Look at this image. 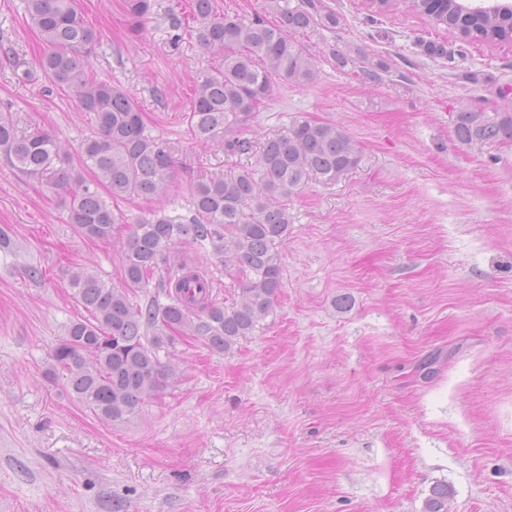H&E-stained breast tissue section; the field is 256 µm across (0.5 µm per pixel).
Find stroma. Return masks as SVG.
Returning <instances> with one entry per match:
<instances>
[{
	"label": "stroma",
	"instance_id": "35a3bbf8",
	"mask_svg": "<svg viewBox=\"0 0 512 512\" xmlns=\"http://www.w3.org/2000/svg\"><path fill=\"white\" fill-rule=\"evenodd\" d=\"M125 2L76 0L99 35L92 70L182 152L165 197L119 202L122 236L149 211H185L191 179L251 162L190 134L194 80L212 56L175 38L176 0H156L137 34ZM320 2L339 24L304 38L314 82L277 86L248 135L331 120L361 161L289 201L283 288L261 328L226 354L180 337L174 381L129 420L98 418L45 376L85 315L68 269L118 286L121 253L77 235L62 195L0 154L13 243L0 250V512H424L438 484L448 512H512V146H461L451 125L460 106L512 103V44H463L402 0L378 18L369 0ZM420 36L465 61L423 55ZM333 42L386 63L382 80L338 71ZM44 49L24 0H0V112L50 133L77 168L92 124L49 91Z\"/></svg>",
	"mask_w": 512,
	"mask_h": 512
}]
</instances>
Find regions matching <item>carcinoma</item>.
<instances>
[{"mask_svg":"<svg viewBox=\"0 0 512 512\" xmlns=\"http://www.w3.org/2000/svg\"><path fill=\"white\" fill-rule=\"evenodd\" d=\"M31 26L47 51L39 66L50 84L72 95L94 129L81 146L87 179L69 165L66 150L49 133L17 130L0 113V152L28 178L67 194L69 223L83 238H114L118 201L166 195L174 178L179 144L148 132L137 102L123 87L91 71L97 36L74 0H25ZM265 11L241 15L215 10L214 0H192L198 43L217 61L195 80L188 110L194 139L233 155H254L255 165L190 184L184 214L158 208L129 226L123 239L122 285L114 286L85 266L68 272L72 297L88 313L67 327L53 347L46 375L96 416L112 422L141 412L173 378L171 358L179 336L205 340L230 352L252 336L273 311L283 286L280 246L293 223L288 201L312 180L338 181L360 162L346 132L332 121L303 119L284 134L257 145L246 135L278 83L304 86L315 66L298 35L336 32V14L316 0H264ZM438 28L460 25L457 0H409ZM155 0H127L130 28L140 32ZM272 14L274 20L267 19ZM471 41L507 42L512 34L487 28ZM454 140L466 147L512 145V106L488 112L462 107L452 113ZM106 188L105 200L100 188ZM204 247L214 265L239 283L237 299H213L214 280L185 259L171 266V249ZM166 274L156 276L159 271ZM448 486L432 487L425 512H447Z\"/></svg>","mask_w":512,"mask_h":512,"instance_id":"obj_1","label":"carcinoma"}]
</instances>
